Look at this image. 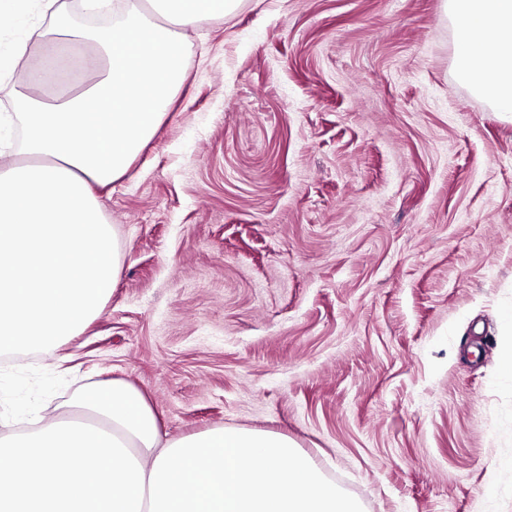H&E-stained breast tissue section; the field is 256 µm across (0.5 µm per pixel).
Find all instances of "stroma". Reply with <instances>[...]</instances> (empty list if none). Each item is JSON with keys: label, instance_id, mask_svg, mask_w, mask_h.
I'll use <instances>...</instances> for the list:
<instances>
[{"label": "stroma", "instance_id": "1", "mask_svg": "<svg viewBox=\"0 0 512 512\" xmlns=\"http://www.w3.org/2000/svg\"><path fill=\"white\" fill-rule=\"evenodd\" d=\"M443 0H243L98 193L121 272L0 416L122 379L164 432L288 436L361 512H512V123Z\"/></svg>", "mask_w": 512, "mask_h": 512}]
</instances>
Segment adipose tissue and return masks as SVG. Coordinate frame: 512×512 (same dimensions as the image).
<instances>
[{
  "instance_id": "adipose-tissue-1",
  "label": "adipose tissue",
  "mask_w": 512,
  "mask_h": 512,
  "mask_svg": "<svg viewBox=\"0 0 512 512\" xmlns=\"http://www.w3.org/2000/svg\"><path fill=\"white\" fill-rule=\"evenodd\" d=\"M241 2L127 0L111 29L87 32L42 0L54 24H21L0 51L1 78L27 76L0 114L25 134L21 150H0L1 352L51 350L109 300L120 259L96 190L127 172L163 122L183 77L182 29ZM444 10L458 78L512 121V0H444ZM61 36L84 44L90 83L47 106ZM103 391L31 414L26 435L0 436V512H361L287 436L222 425L166 438L140 390L116 379Z\"/></svg>"
}]
</instances>
